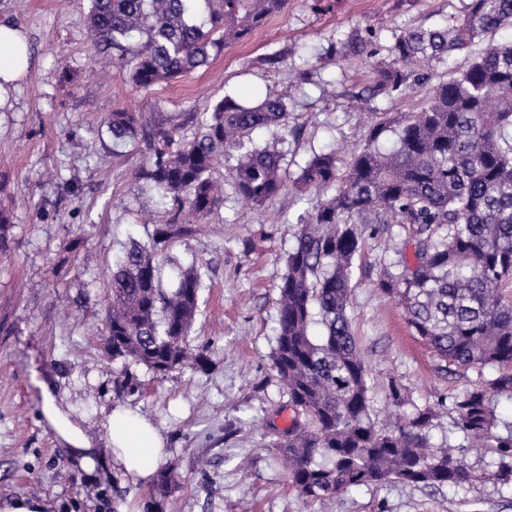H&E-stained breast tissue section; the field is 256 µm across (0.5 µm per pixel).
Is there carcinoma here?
Masks as SVG:
<instances>
[{
	"label": "carcinoma",
	"instance_id": "obj_1",
	"mask_svg": "<svg viewBox=\"0 0 512 512\" xmlns=\"http://www.w3.org/2000/svg\"><path fill=\"white\" fill-rule=\"evenodd\" d=\"M288 0H89L87 29L97 52L137 88L148 90L207 66L210 51L240 41L283 12ZM512 24V0H469L461 19L395 40L393 59L370 63L371 96L407 83V66L431 84L417 112L377 116L366 144L342 168L333 150L314 156L292 188L310 200L278 284L273 366L286 384L291 427L271 446L288 463L298 496L325 503L362 486L397 480L457 490L470 480L459 453L485 445L512 484V432H494L493 397L512 400V41L490 42L449 80L431 83L422 68L434 58L469 54L475 39ZM281 97L254 105L226 95L209 112L167 126L143 112L115 111L100 123L113 145L142 142L149 151L136 178L168 215L146 241H131L106 273L103 329L112 356L157 374L190 359L188 337L205 267L166 258L176 238L224 203L212 170L217 155L238 152L235 192L264 207L287 188L279 152L253 134L286 133ZM194 127L185 136L184 125ZM395 143L381 144L387 133ZM416 227L411 258L381 262V291L394 298L439 369H499L493 395L474 389L454 401L448 442L435 446L427 407L392 431L376 427L362 361L347 313L361 234L357 225Z\"/></svg>",
	"mask_w": 512,
	"mask_h": 512
}]
</instances>
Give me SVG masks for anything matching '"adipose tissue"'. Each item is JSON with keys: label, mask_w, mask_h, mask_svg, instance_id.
I'll list each match as a JSON object with an SVG mask.
<instances>
[{"label": "adipose tissue", "mask_w": 512, "mask_h": 512, "mask_svg": "<svg viewBox=\"0 0 512 512\" xmlns=\"http://www.w3.org/2000/svg\"><path fill=\"white\" fill-rule=\"evenodd\" d=\"M29 64L23 31L0 24V92L18 81ZM45 421L72 460L87 474L116 469L135 483L149 482L165 456V440L139 413L125 408L112 410L103 428L102 442L91 439L72 418L70 409L58 403L49 384L41 386Z\"/></svg>", "instance_id": "1"}]
</instances>
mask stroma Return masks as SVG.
<instances>
[{
    "mask_svg": "<svg viewBox=\"0 0 512 512\" xmlns=\"http://www.w3.org/2000/svg\"><path fill=\"white\" fill-rule=\"evenodd\" d=\"M468 0H289L242 42L225 45L208 66L138 90L110 55L95 52L85 26L86 0H0V20L20 25L31 47L26 73L0 105V205L11 219L0 252V501L37 497L50 512H119L142 502L159 512H512L497 458L463 456L470 484L435 491L390 481L340 495L330 509L300 498L270 440L289 419L288 394L272 364L278 289L306 202L294 192L267 207L247 205L229 185L237 153L218 157L214 177L224 203L195 236L171 244L172 257L207 266L190 343L200 365L159 375L113 358L102 335L104 270L129 239H146L162 210L134 178L139 147L114 154L100 141L103 117L116 110L154 112L183 122L224 96L250 102L282 97L300 137L259 131L277 150L287 178L333 149L350 159L374 113L409 112L427 85L369 98V52L391 58L393 38L463 17ZM277 57L268 67L266 57ZM348 315L368 370L372 417L387 428L416 410L436 411L441 441L452 397L489 388L494 367L439 371L402 309L379 286L380 258L393 261L414 229L360 225ZM136 380L120 393L114 381ZM96 440L115 407L139 411L166 440L167 457L149 484L120 473L91 479L72 462L41 414L40 381Z\"/></svg>",
    "mask_w": 512,
    "mask_h": 512,
    "instance_id": "1",
    "label": "stroma"
}]
</instances>
